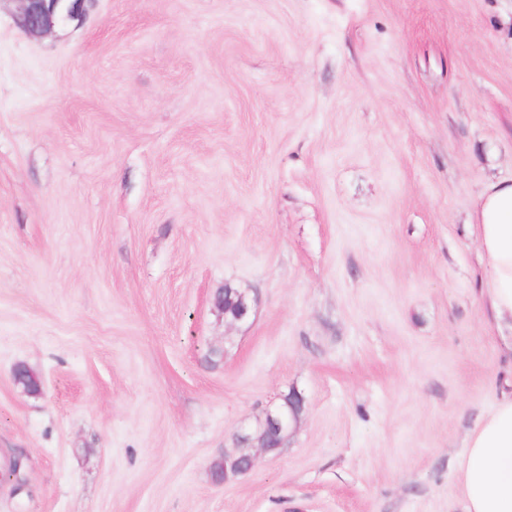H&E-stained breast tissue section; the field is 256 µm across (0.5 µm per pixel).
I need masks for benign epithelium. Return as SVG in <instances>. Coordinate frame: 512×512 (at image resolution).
<instances>
[{
  "mask_svg": "<svg viewBox=\"0 0 512 512\" xmlns=\"http://www.w3.org/2000/svg\"><path fill=\"white\" fill-rule=\"evenodd\" d=\"M19 11L16 16L18 26L33 36H43L53 31L59 23L78 21L85 12L87 0H18ZM237 297L238 312L233 321L247 320L253 308V299L239 289L232 290ZM304 397L294 391L288 394L289 412H282L281 404L273 403L265 409L256 427L249 430L240 429L234 435L235 449L224 453V474L213 477V482L222 484L229 475L246 474L250 472L256 461L250 451L253 439H258L259 448L265 453H271L283 446L291 431L296 426L300 412L296 407L302 406Z\"/></svg>",
  "mask_w": 512,
  "mask_h": 512,
  "instance_id": "7a95c632",
  "label": "benign epithelium"
}]
</instances>
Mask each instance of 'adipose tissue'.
I'll return each mask as SVG.
<instances>
[{
    "instance_id": "1",
    "label": "adipose tissue",
    "mask_w": 512,
    "mask_h": 512,
    "mask_svg": "<svg viewBox=\"0 0 512 512\" xmlns=\"http://www.w3.org/2000/svg\"><path fill=\"white\" fill-rule=\"evenodd\" d=\"M473 222L484 264L479 291L512 364V179L480 193ZM457 475L464 512H512V389L467 434Z\"/></svg>"
}]
</instances>
